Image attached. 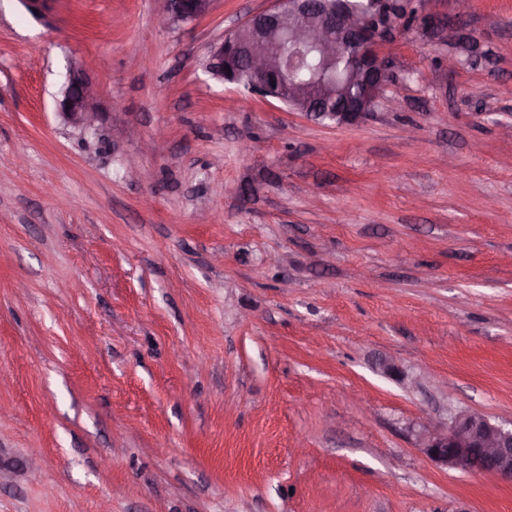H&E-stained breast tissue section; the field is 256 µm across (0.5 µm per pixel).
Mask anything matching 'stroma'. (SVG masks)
<instances>
[{
    "mask_svg": "<svg viewBox=\"0 0 512 512\" xmlns=\"http://www.w3.org/2000/svg\"><path fill=\"white\" fill-rule=\"evenodd\" d=\"M271 5L0 0V512H512L418 442L512 421V0H414L336 127L204 73ZM214 0H160L161 14L169 24L191 22L209 13ZM56 113L61 121L82 134L96 131L104 119L97 92L84 70L76 65L67 70Z\"/></svg>",
    "mask_w": 512,
    "mask_h": 512,
    "instance_id": "1",
    "label": "stroma"
}]
</instances>
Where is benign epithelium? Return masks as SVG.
<instances>
[{"label": "benign epithelium", "instance_id": "7a95c632", "mask_svg": "<svg viewBox=\"0 0 512 512\" xmlns=\"http://www.w3.org/2000/svg\"><path fill=\"white\" fill-rule=\"evenodd\" d=\"M214 0H160L169 24L191 22L209 13ZM274 5L250 16L210 45L204 71L209 77L239 84L246 70L253 94L280 103H297L295 111L331 124L359 121L373 111L390 80L389 60L382 45L412 9L410 0H372L356 9L347 0H273ZM292 44L286 56L270 51L277 38ZM355 50L350 68L339 74L332 62L343 49ZM307 69L310 78L289 82L294 71ZM356 84L361 95L349 97L344 87ZM288 86V97L282 87ZM56 111L61 121L83 134L97 130L104 119L97 92L84 70L68 68ZM419 442L429 458L466 473H491L512 485V426L507 428L476 412H461L441 427L426 428Z\"/></svg>", "mask_w": 512, "mask_h": 512}]
</instances>
